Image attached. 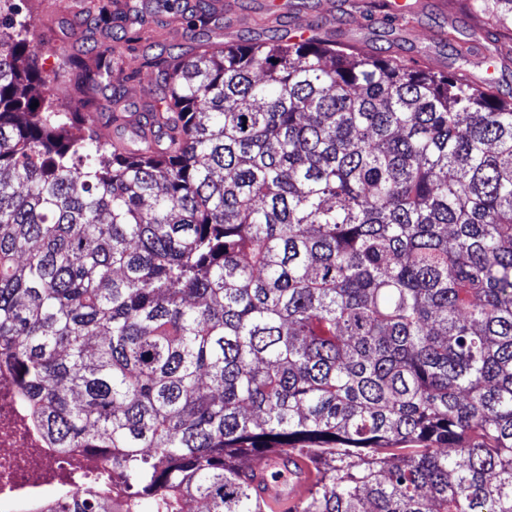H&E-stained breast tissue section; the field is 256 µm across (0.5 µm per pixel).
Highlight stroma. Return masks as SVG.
I'll return each mask as SVG.
<instances>
[{
    "instance_id": "stroma-1",
    "label": "stroma",
    "mask_w": 512,
    "mask_h": 512,
    "mask_svg": "<svg viewBox=\"0 0 512 512\" xmlns=\"http://www.w3.org/2000/svg\"><path fill=\"white\" fill-rule=\"evenodd\" d=\"M219 28L210 38L224 44L280 36L310 30L350 46H361L377 55H398L418 66L449 74L464 62L443 40L444 31H453L458 41L471 45L493 62L489 71L477 70L474 80L493 78L499 95L512 98V56L500 55L503 42L495 31L476 27L470 14L450 0H395L404 6L405 17L392 23L384 19L379 0H218ZM87 0H30L35 18L33 37L45 46L40 58L43 69L55 64L53 52L64 48L81 51L106 41L105 30L85 19ZM199 33L167 23L165 16L152 17L144 40L143 55L188 52L196 47ZM112 84L120 90L123 105L131 111H145L157 96L155 76L143 71L140 78L126 80L121 69L112 72Z\"/></svg>"
}]
</instances>
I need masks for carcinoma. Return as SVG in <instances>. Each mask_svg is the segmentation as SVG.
<instances>
[{"label":"carcinoma","mask_w":512,"mask_h":512,"mask_svg":"<svg viewBox=\"0 0 512 512\" xmlns=\"http://www.w3.org/2000/svg\"><path fill=\"white\" fill-rule=\"evenodd\" d=\"M0 0V376L95 489L21 512H260L244 470L296 452L294 512H512V101L303 34L139 58L60 54ZM151 0L187 29L213 12ZM477 21L508 31L512 0ZM161 91L117 111L115 64ZM37 107H32L33 103ZM68 468L74 474L85 473L88 476L95 475L107 470H110V463L97 455L93 454H82L75 455L69 458Z\"/></svg>","instance_id":"1"}]
</instances>
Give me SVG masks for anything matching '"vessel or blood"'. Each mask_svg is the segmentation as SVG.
I'll return each mask as SVG.
<instances>
[{
	"label": "vessel or blood",
	"mask_w": 512,
	"mask_h": 512,
	"mask_svg": "<svg viewBox=\"0 0 512 512\" xmlns=\"http://www.w3.org/2000/svg\"><path fill=\"white\" fill-rule=\"evenodd\" d=\"M247 475L257 490L263 512H293L315 478L308 461L296 454L256 460Z\"/></svg>",
	"instance_id": "1"
}]
</instances>
